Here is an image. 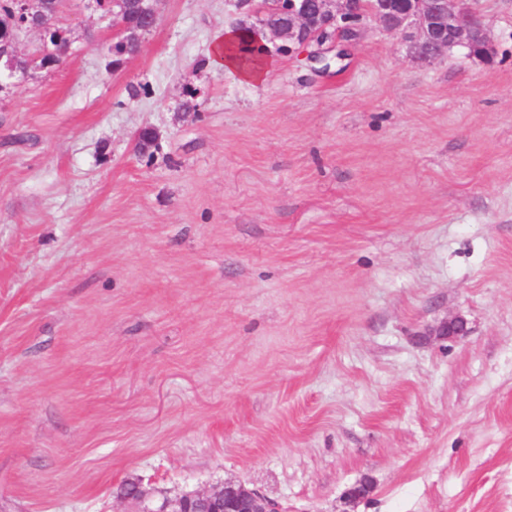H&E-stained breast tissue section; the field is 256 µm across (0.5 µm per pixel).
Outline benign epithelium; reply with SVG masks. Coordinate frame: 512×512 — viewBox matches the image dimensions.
<instances>
[{"mask_svg": "<svg viewBox=\"0 0 512 512\" xmlns=\"http://www.w3.org/2000/svg\"><path fill=\"white\" fill-rule=\"evenodd\" d=\"M292 8L288 27L263 26L257 40L300 42L308 45L318 37L314 28H331L333 38L351 40L362 23L371 20L386 29L399 32L410 42L412 58L430 63L445 50L459 46L469 51L478 47L489 54L488 25L484 16L469 0H299ZM58 12L61 0L43 2ZM39 0H25L22 7L35 18L40 17ZM111 28L129 31L135 18L129 13L128 0H113L112 10L101 17ZM205 499L207 512H285L280 503L234 482L224 489L186 493L166 500L155 512H191L189 505Z\"/></svg>", "mask_w": 512, "mask_h": 512, "instance_id": "7a95c632", "label": "benign epithelium"}]
</instances>
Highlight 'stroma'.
Returning a JSON list of instances; mask_svg holds the SVG:
<instances>
[{
	"instance_id": "35a3bbf8",
	"label": "stroma",
	"mask_w": 512,
	"mask_h": 512,
	"mask_svg": "<svg viewBox=\"0 0 512 512\" xmlns=\"http://www.w3.org/2000/svg\"><path fill=\"white\" fill-rule=\"evenodd\" d=\"M237 3L161 0L113 74L66 0L0 90V512H512V0L487 59L370 23L256 84L197 65ZM205 498L209 512H285L280 503L257 491L234 482H224V490L186 493L175 499L166 500L154 512H192L189 505Z\"/></svg>"
}]
</instances>
